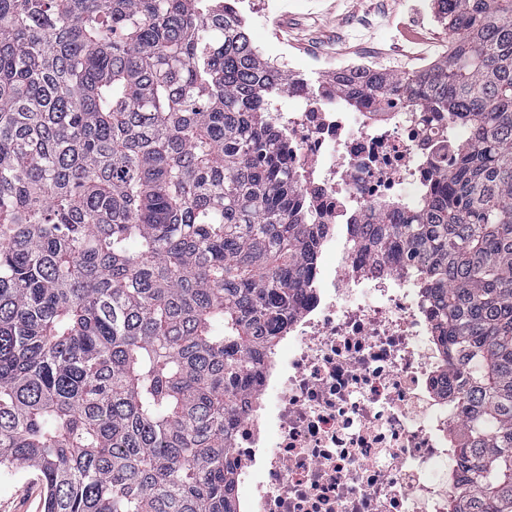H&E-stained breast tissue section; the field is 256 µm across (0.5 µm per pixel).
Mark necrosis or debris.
Masks as SVG:
<instances>
[{
	"mask_svg": "<svg viewBox=\"0 0 512 512\" xmlns=\"http://www.w3.org/2000/svg\"><path fill=\"white\" fill-rule=\"evenodd\" d=\"M274 118L322 230L232 427L237 512H448L459 409L431 307L405 258L375 262L351 240L370 213L433 187L469 133L425 109L351 111L329 80L297 81Z\"/></svg>",
	"mask_w": 512,
	"mask_h": 512,
	"instance_id": "4bbe7bcc",
	"label": "necrosis or debris"
}]
</instances>
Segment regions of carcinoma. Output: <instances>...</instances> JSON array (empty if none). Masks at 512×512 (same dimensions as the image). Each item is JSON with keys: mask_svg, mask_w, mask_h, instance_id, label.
<instances>
[{"mask_svg": "<svg viewBox=\"0 0 512 512\" xmlns=\"http://www.w3.org/2000/svg\"><path fill=\"white\" fill-rule=\"evenodd\" d=\"M434 4L444 56L336 89L471 138L358 244L408 255L442 332L448 512H512V0ZM293 83L219 0H0V470L44 512H237L236 408L320 233L271 115Z\"/></svg>", "mask_w": 512, "mask_h": 512, "instance_id": "1", "label": "carcinoma"}]
</instances>
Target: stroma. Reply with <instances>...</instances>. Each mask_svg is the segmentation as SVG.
<instances>
[{"label":"stroma","mask_w":512,"mask_h":512,"mask_svg":"<svg viewBox=\"0 0 512 512\" xmlns=\"http://www.w3.org/2000/svg\"><path fill=\"white\" fill-rule=\"evenodd\" d=\"M242 18L264 58L287 53L311 82L364 55L376 57L387 72L404 73L413 50L448 42L431 0H294L293 15L283 22L258 7L243 10ZM0 512H42L34 475L0 472Z\"/></svg>","instance_id":"1"}]
</instances>
